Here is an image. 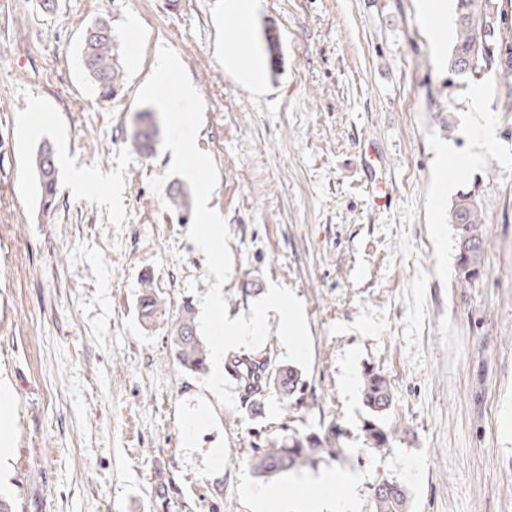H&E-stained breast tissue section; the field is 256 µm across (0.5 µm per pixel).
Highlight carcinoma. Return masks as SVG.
Wrapping results in <instances>:
<instances>
[{"instance_id": "1", "label": "carcinoma", "mask_w": 512, "mask_h": 512, "mask_svg": "<svg viewBox=\"0 0 512 512\" xmlns=\"http://www.w3.org/2000/svg\"><path fill=\"white\" fill-rule=\"evenodd\" d=\"M507 10L494 0H456L455 39L448 55V72L457 76L480 80L490 73H507L512 69V31L504 27ZM82 64L86 76L94 84L101 98L117 96L125 84V70L121 62L117 39L112 25L105 18L96 19L84 36ZM160 128L152 111L137 114L131 129L129 143L133 150L150 157L156 151ZM32 168L38 182L43 208L50 209L58 190V169L54 149L41 145L32 159ZM168 208L178 220L188 221L191 211V192L187 184L170 188ZM448 223L457 231V263L461 282L470 284L481 272L486 242L481 231L482 213L475 201L459 197L448 211ZM140 317L146 323L154 321L164 310L154 281L141 280ZM171 350L180 366L192 373L208 369L209 350L198 335L195 308L189 301L179 309L171 321L167 336ZM254 356L242 354L227 360V369L242 375V391L254 404L269 393H276L288 409L301 403L304 386L301 373L293 366H271L269 359L261 365L262 381L250 384L246 365ZM363 403L368 410L362 426L370 448L381 452L390 447L395 426L384 422L393 406L390 381L380 372L368 371L362 381ZM325 451V442L316 433L301 434L292 431L285 436H266L255 444L251 465L261 477H274L298 470L316 462V456ZM373 512H408V490L395 481L384 480L373 489Z\"/></svg>"}]
</instances>
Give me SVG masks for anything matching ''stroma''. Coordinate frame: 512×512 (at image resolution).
I'll return each instance as SVG.
<instances>
[{
	"label": "stroma",
	"mask_w": 512,
	"mask_h": 512,
	"mask_svg": "<svg viewBox=\"0 0 512 512\" xmlns=\"http://www.w3.org/2000/svg\"><path fill=\"white\" fill-rule=\"evenodd\" d=\"M238 41L224 0H0V387L13 454L0 492L17 512H255L299 480L372 512V488L406 486L408 512H512V74H449L417 0H256ZM110 20L127 77L98 100L80 62ZM181 59L204 102L199 149L219 181L233 255L228 316L269 283L304 305L312 339L302 408L276 396L219 405L167 341L183 300L208 290L205 257L127 138L155 48ZM246 51L262 77L225 66ZM390 166V208L369 206L357 152ZM50 141L59 192L43 211L30 161ZM87 176L70 187L74 171ZM468 193L487 243L460 283L448 211ZM151 273L166 313L138 316ZM390 381L389 450L361 430L365 369ZM336 436L334 454L277 478L249 465L256 432Z\"/></svg>",
	"instance_id": "1"
}]
</instances>
